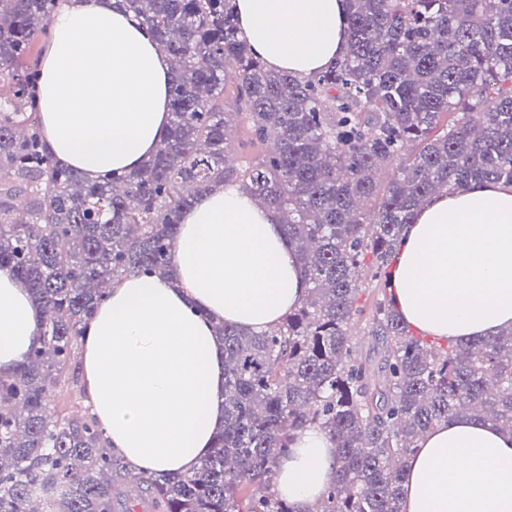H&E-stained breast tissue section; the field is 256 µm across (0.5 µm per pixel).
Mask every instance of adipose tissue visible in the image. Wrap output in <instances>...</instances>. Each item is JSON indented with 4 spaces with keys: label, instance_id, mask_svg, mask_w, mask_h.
<instances>
[{
    "label": "adipose tissue",
    "instance_id": "1",
    "mask_svg": "<svg viewBox=\"0 0 512 512\" xmlns=\"http://www.w3.org/2000/svg\"><path fill=\"white\" fill-rule=\"evenodd\" d=\"M238 21L268 67L324 69L347 42V0H235ZM40 62L43 138L61 163L94 179L140 167L163 137L171 72L120 0H60ZM403 320L448 343L512 328V185L474 183L428 199L393 259ZM304 292L272 211L238 183L198 196L180 219L170 278L130 277L91 315L81 376L109 448L160 473L192 471L224 427V345L213 322L259 331ZM41 333L40 310L0 269V374ZM336 450L305 430L277 490L308 512L336 475ZM402 512H512V434L460 417L436 426L407 462Z\"/></svg>",
    "mask_w": 512,
    "mask_h": 512
}]
</instances>
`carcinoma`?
<instances>
[{
	"instance_id": "carcinoma-1",
	"label": "carcinoma",
	"mask_w": 512,
	"mask_h": 512,
	"mask_svg": "<svg viewBox=\"0 0 512 512\" xmlns=\"http://www.w3.org/2000/svg\"><path fill=\"white\" fill-rule=\"evenodd\" d=\"M56 2L0 0V269L44 316L0 379V512H293L275 478L311 425L339 462L311 512H401L407 456L435 426L469 415L512 433V330L442 351L388 294L401 230L429 197L512 184V0H348L343 57L305 79L267 69L233 0H126L170 58V127L142 167L98 183L41 138ZM227 180L277 214L306 291L272 331L217 327L224 429L199 466L139 469L52 397L79 380L95 305L125 277L168 273L180 213ZM363 315L372 359L350 341Z\"/></svg>"
}]
</instances>
